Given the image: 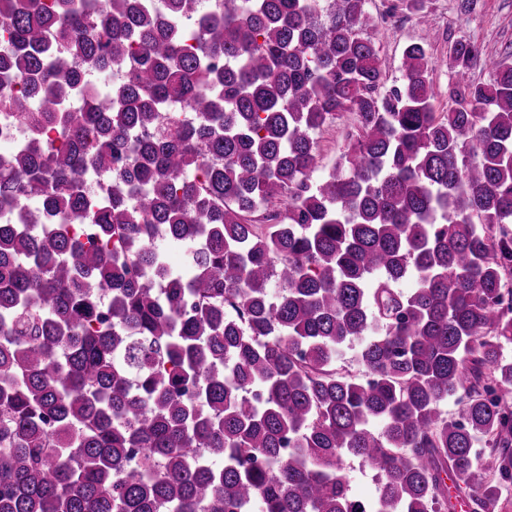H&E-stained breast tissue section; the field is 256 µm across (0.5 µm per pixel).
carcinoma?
I'll use <instances>...</instances> for the list:
<instances>
[{"mask_svg":"<svg viewBox=\"0 0 512 512\" xmlns=\"http://www.w3.org/2000/svg\"><path fill=\"white\" fill-rule=\"evenodd\" d=\"M362 2L0 0V512H512V62ZM356 127V116L347 112L336 119L335 123L324 126L315 133L322 155V168L313 175L314 179L321 177L333 168L340 154L347 148L350 135L355 133ZM345 472L349 480L350 493L357 498H370L377 493L378 481L375 471L361 458L347 457Z\"/></svg>","mask_w":512,"mask_h":512,"instance_id":"1","label":"carcinoma"}]
</instances>
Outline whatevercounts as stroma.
Segmentation results:
<instances>
[{
  "instance_id": "1",
  "label": "stroma",
  "mask_w": 512,
  "mask_h": 512,
  "mask_svg": "<svg viewBox=\"0 0 512 512\" xmlns=\"http://www.w3.org/2000/svg\"><path fill=\"white\" fill-rule=\"evenodd\" d=\"M389 7L390 0H364L365 12L377 24L374 36L380 44L383 88L401 86L403 50L411 43L422 44L431 56L430 77L438 111L448 109L449 42L476 41L495 59L512 51V0H475L468 12L460 10L459 0H422L420 8L399 9L398 21L392 25L386 22ZM356 127L355 115L347 112L316 132L323 170L333 168Z\"/></svg>"
}]
</instances>
